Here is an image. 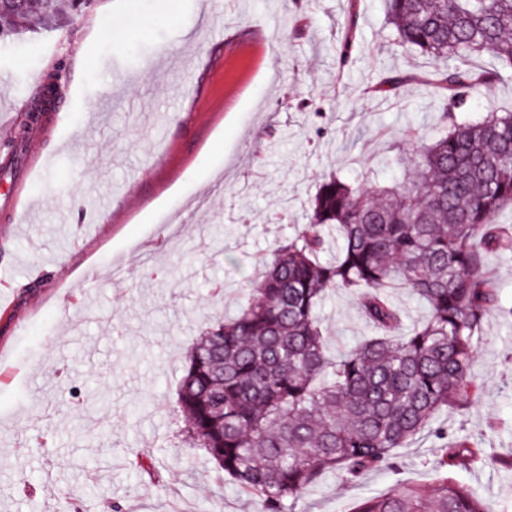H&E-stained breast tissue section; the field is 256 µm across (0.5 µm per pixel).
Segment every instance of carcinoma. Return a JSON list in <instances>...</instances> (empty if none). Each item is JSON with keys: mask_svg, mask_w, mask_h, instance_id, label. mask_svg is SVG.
Returning <instances> with one entry per match:
<instances>
[{"mask_svg": "<svg viewBox=\"0 0 512 512\" xmlns=\"http://www.w3.org/2000/svg\"><path fill=\"white\" fill-rule=\"evenodd\" d=\"M355 2L347 0L341 64L356 37ZM84 5L28 0L0 20L35 30ZM385 8L398 47L441 61L421 79L441 97L440 132L424 141L406 130L411 151L379 156L355 185L324 178L306 223L264 260L247 304L189 347L176 389L186 438L261 512H293L327 472L350 480L390 464L479 390V334L498 304L484 259L512 251V230L496 222L512 207V112L465 113L481 88L512 76V0H385ZM484 54L493 68L475 69L473 57ZM409 81L391 72L371 89L398 97ZM394 166L402 181L380 185ZM395 281L427 306L425 321L404 327L388 291ZM337 288L355 295L375 335L334 359L318 310ZM436 434L447 443L428 492L403 486L355 512H489L454 476L482 449Z\"/></svg>", "mask_w": 512, "mask_h": 512, "instance_id": "cac0c4a2", "label": "carcinoma"}]
</instances>
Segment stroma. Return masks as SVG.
<instances>
[{
  "label": "stroma",
  "mask_w": 512,
  "mask_h": 512,
  "mask_svg": "<svg viewBox=\"0 0 512 512\" xmlns=\"http://www.w3.org/2000/svg\"><path fill=\"white\" fill-rule=\"evenodd\" d=\"M344 0H89L0 44V512H258L219 487L181 436L188 347L248 300L260 262L295 232L320 179L360 177L410 126L433 133L441 99L417 76L438 60L387 41L383 0H358L339 66ZM414 75L400 98L379 75ZM59 78L56 108L40 90ZM499 308L482 323L478 399L437 426L485 459L456 479L512 512V252L489 254ZM319 315L332 349L370 326L339 290ZM436 440L354 482L330 473L296 512H353L406 484L427 490ZM148 456L163 483L129 468ZM355 2L356 0H347V3L349 5L348 14L346 22L343 24V27L341 28V41L338 60L339 63L343 65H345V63L348 62L350 59L351 48L356 37L357 28L355 20Z\"/></svg>",
  "instance_id": "obj_1"
}]
</instances>
